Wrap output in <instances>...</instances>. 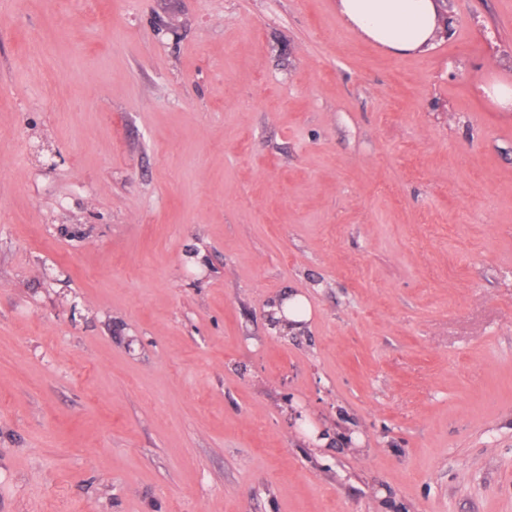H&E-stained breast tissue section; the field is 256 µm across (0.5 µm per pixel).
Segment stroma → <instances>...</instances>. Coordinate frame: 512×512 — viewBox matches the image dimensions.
Wrapping results in <instances>:
<instances>
[{
	"label": "stroma",
	"mask_w": 512,
	"mask_h": 512,
	"mask_svg": "<svg viewBox=\"0 0 512 512\" xmlns=\"http://www.w3.org/2000/svg\"><path fill=\"white\" fill-rule=\"evenodd\" d=\"M446 9L0 0V512H512V0ZM437 0H337L347 26L395 54L428 50L442 27Z\"/></svg>",
	"instance_id": "35a3bbf8"
}]
</instances>
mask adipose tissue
Returning a JSON list of instances; mask_svg holds the SVG:
<instances>
[{
	"label": "adipose tissue",
	"instance_id": "1",
	"mask_svg": "<svg viewBox=\"0 0 512 512\" xmlns=\"http://www.w3.org/2000/svg\"><path fill=\"white\" fill-rule=\"evenodd\" d=\"M347 26L395 54L428 50L442 26L437 0H337Z\"/></svg>",
	"mask_w": 512,
	"mask_h": 512
}]
</instances>
